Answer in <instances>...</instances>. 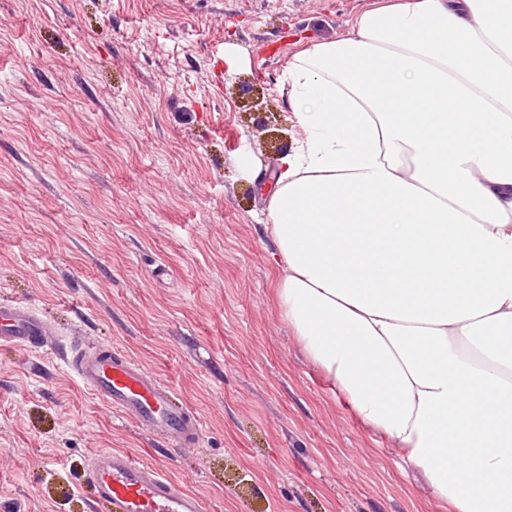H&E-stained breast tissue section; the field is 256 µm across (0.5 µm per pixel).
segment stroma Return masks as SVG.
I'll use <instances>...</instances> for the list:
<instances>
[{"label":"stroma","instance_id":"1","mask_svg":"<svg viewBox=\"0 0 512 512\" xmlns=\"http://www.w3.org/2000/svg\"><path fill=\"white\" fill-rule=\"evenodd\" d=\"M376 0H0V305L143 363L202 422L165 448L63 351L0 345V512H94L119 449L206 512H448L280 317L261 220L303 137L288 64Z\"/></svg>","mask_w":512,"mask_h":512}]
</instances>
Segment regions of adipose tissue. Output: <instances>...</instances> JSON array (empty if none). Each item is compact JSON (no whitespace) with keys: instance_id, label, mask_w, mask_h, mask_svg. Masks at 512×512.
<instances>
[{"instance_id":"1","label":"adipose tissue","mask_w":512,"mask_h":512,"mask_svg":"<svg viewBox=\"0 0 512 512\" xmlns=\"http://www.w3.org/2000/svg\"><path fill=\"white\" fill-rule=\"evenodd\" d=\"M280 312L455 512H512V0H400L300 52Z\"/></svg>"}]
</instances>
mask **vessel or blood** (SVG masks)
<instances>
[{
    "label": "vessel or blood",
    "instance_id": "1",
    "mask_svg": "<svg viewBox=\"0 0 512 512\" xmlns=\"http://www.w3.org/2000/svg\"><path fill=\"white\" fill-rule=\"evenodd\" d=\"M29 349L53 348L49 324L30 308L0 307V343ZM75 376L113 411L136 419L171 447L197 443V416L172 399L168 386L151 371L108 344L96 345L70 361ZM86 471L97 497L109 512H204L202 500L158 469L122 450H102Z\"/></svg>",
    "mask_w": 512,
    "mask_h": 512
}]
</instances>
